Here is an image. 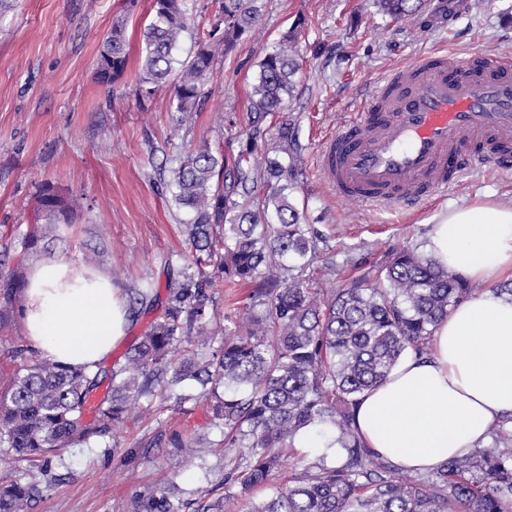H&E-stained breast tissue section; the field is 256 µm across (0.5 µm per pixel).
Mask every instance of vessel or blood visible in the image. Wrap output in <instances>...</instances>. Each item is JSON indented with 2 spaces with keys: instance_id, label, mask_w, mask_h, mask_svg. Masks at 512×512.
Here are the masks:
<instances>
[{
  "instance_id": "vessel-or-blood-1",
  "label": "vessel or blood",
  "mask_w": 512,
  "mask_h": 512,
  "mask_svg": "<svg viewBox=\"0 0 512 512\" xmlns=\"http://www.w3.org/2000/svg\"><path fill=\"white\" fill-rule=\"evenodd\" d=\"M489 165L512 171V58L438 50L378 81L318 163L337 197L401 213Z\"/></svg>"
}]
</instances>
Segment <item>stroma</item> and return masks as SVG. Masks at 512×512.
I'll list each match as a JSON object with an SVG mask.
<instances>
[{
	"label": "stroma",
	"instance_id": "stroma-1",
	"mask_svg": "<svg viewBox=\"0 0 512 512\" xmlns=\"http://www.w3.org/2000/svg\"><path fill=\"white\" fill-rule=\"evenodd\" d=\"M152 0H13L0 13V250L15 247L32 222L41 183L80 198L72 223L53 225L45 257L107 272L121 294L164 282L165 261L186 254L183 222L167 187L175 158L202 146L235 154L245 146L257 64L283 34L295 32L303 67L281 116L296 128L293 197L327 247L314 263L318 287H340L394 251L426 247L448 210L492 200L512 205V175L488 167L453 192L401 217L339 199L317 163L322 139L355 111L376 81L420 54L512 57V0H463L448 21V0H423L417 17L394 19L374 0H258L248 36L216 64L201 109L176 118L170 90L136 96L143 30ZM126 18L129 65L112 87L96 79L97 56L116 16ZM333 261L335 271L324 268ZM196 440L192 458L177 441ZM224 432L209 400L154 401L128 419L120 445L68 448L48 472L12 465L40 494L28 512H137L138 499L171 490L182 512H212L224 497Z\"/></svg>",
	"mask_w": 512,
	"mask_h": 512
}]
</instances>
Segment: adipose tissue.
I'll use <instances>...</instances> for the list:
<instances>
[{
  "label": "adipose tissue",
  "instance_id": "adipose-tissue-1",
  "mask_svg": "<svg viewBox=\"0 0 512 512\" xmlns=\"http://www.w3.org/2000/svg\"><path fill=\"white\" fill-rule=\"evenodd\" d=\"M428 249L476 289L438 324L430 356L407 353L363 395L356 417L369 448L420 473L483 447L512 417V299L491 288L512 275V207L453 209ZM22 321L32 348L91 369L123 336L126 302L110 275L39 258L29 270Z\"/></svg>",
  "mask_w": 512,
  "mask_h": 512
}]
</instances>
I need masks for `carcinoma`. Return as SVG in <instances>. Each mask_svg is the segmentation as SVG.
I'll use <instances>...</instances> for the list:
<instances>
[{
  "label": "carcinoma",
  "mask_w": 512,
  "mask_h": 512,
  "mask_svg": "<svg viewBox=\"0 0 512 512\" xmlns=\"http://www.w3.org/2000/svg\"><path fill=\"white\" fill-rule=\"evenodd\" d=\"M394 18L416 14L420 0H378ZM188 0H152L143 32L137 95L152 99L174 78L171 110L186 114L206 98L205 81L220 58L250 31L256 0H219L205 36L185 59ZM125 17L112 25L97 59V78L110 87L126 72ZM301 68L295 36L287 34L259 63L249 99L246 148L233 160L207 147L177 157L170 188L184 222L189 258L168 263L164 288L147 281L131 289L132 311L162 312L124 353L95 369L65 366L27 346L13 350L17 369L0 395V447L48 468L65 449L98 438L119 445L117 431L143 403L199 396L215 400L229 459L220 512L275 479L285 449L304 432L328 437L340 462L322 454L299 460L288 483L248 512H512V432L427 473H404L367 448L356 430L361 395L386 379L403 354L430 352V337L448 311L472 292L469 282L419 247H405L372 273L340 288H313L318 236L293 199L298 145L282 120L266 148L264 122L292 95ZM81 207L46 183L36 196L34 224L20 254L37 251L45 227L69 224ZM252 286L239 325L210 328L216 278ZM22 263L0 261V330L23 315ZM221 339L214 348L212 343ZM186 352L175 362L171 354ZM37 485L0 477V512H26ZM139 512H178L160 490Z\"/></svg>",
  "instance_id": "1"
}]
</instances>
